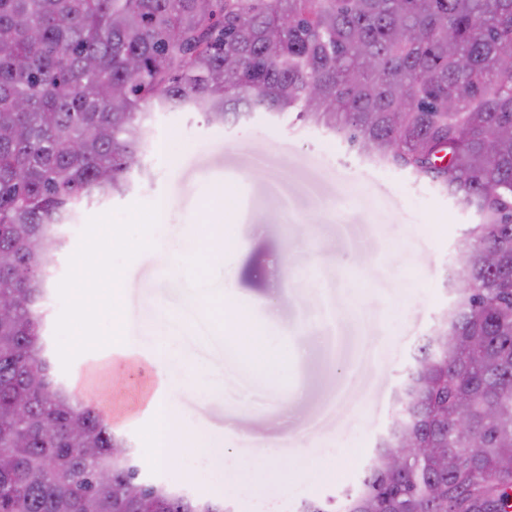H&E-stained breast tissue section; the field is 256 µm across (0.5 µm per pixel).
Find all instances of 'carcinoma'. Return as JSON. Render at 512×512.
<instances>
[{"instance_id":"obj_1","label":"carcinoma","mask_w":512,"mask_h":512,"mask_svg":"<svg viewBox=\"0 0 512 512\" xmlns=\"http://www.w3.org/2000/svg\"><path fill=\"white\" fill-rule=\"evenodd\" d=\"M511 61L512 0H0V512H233L145 480L43 331L61 227L186 107L293 112L478 217L364 478L298 512H512Z\"/></svg>"}]
</instances>
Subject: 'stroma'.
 Segmentation results:
<instances>
[{
  "label": "stroma",
  "mask_w": 512,
  "mask_h": 512,
  "mask_svg": "<svg viewBox=\"0 0 512 512\" xmlns=\"http://www.w3.org/2000/svg\"><path fill=\"white\" fill-rule=\"evenodd\" d=\"M142 168L121 195L83 204L52 260L43 303L47 356L55 375L98 408L105 377L84 379L81 330L105 336L112 313L77 325L71 286L91 224L123 229L132 249H108L130 349L112 353L123 378L112 419L143 476L189 495L227 501L234 512H296L301 501L342 497L360 483L378 437L397 417L395 395L413 350L453 301L447 276L474 210L405 171L369 161L347 140L314 126L257 112L232 126L208 124L186 108L153 112ZM164 220L148 229L159 199ZM223 220L224 262L208 252L203 226ZM191 251L199 274L182 275ZM251 309L267 341L288 353L283 366L256 371L224 350L223 303ZM305 333L300 355L291 338ZM167 370H194L199 394L173 393L185 432L207 431L210 447L172 448L155 460L153 421L140 397Z\"/></svg>",
  "instance_id": "1"
}]
</instances>
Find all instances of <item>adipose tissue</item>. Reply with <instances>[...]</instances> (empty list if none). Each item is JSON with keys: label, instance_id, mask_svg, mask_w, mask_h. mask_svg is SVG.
Masks as SVG:
<instances>
[{"label": "adipose tissue", "instance_id": "obj_1", "mask_svg": "<svg viewBox=\"0 0 512 512\" xmlns=\"http://www.w3.org/2000/svg\"><path fill=\"white\" fill-rule=\"evenodd\" d=\"M88 250L98 253L95 264L80 266L74 278L71 299L76 316H84L92 310L108 305L113 312H120L121 298L118 294L101 296L100 277L107 270L105 246L102 242V227L90 225L86 235ZM224 324L230 331L236 344L242 346L248 360L257 368H266L269 363L267 339L263 326L257 325L242 309L228 304L224 307ZM196 380L192 373H183L176 379H163L160 388L150 401L154 417L153 443L156 448L157 462H164L170 448L192 447L206 448L209 437L204 432L183 435L181 422L172 401L169 398L173 390L189 391L195 389Z\"/></svg>", "mask_w": 512, "mask_h": 512}]
</instances>
